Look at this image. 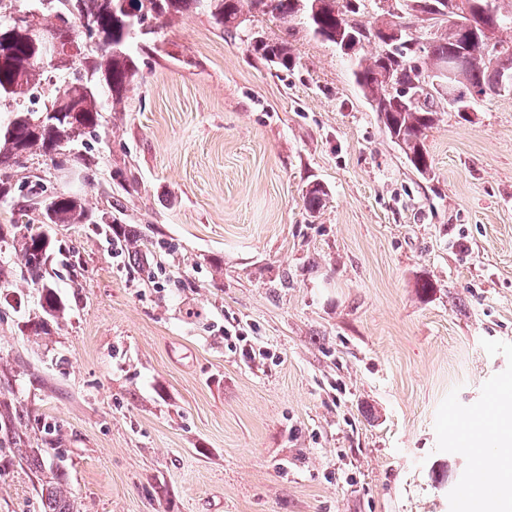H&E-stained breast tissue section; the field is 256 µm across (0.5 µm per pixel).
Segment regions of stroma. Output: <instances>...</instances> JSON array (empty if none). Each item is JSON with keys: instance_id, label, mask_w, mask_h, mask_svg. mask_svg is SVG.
Wrapping results in <instances>:
<instances>
[{"instance_id": "stroma-1", "label": "stroma", "mask_w": 512, "mask_h": 512, "mask_svg": "<svg viewBox=\"0 0 512 512\" xmlns=\"http://www.w3.org/2000/svg\"><path fill=\"white\" fill-rule=\"evenodd\" d=\"M247 45L173 18L132 41L142 77L91 166L27 161L153 247L132 279L91 225H52L46 336L22 333L38 290L0 288L25 440L0 447V512H43L50 428L77 512H470L512 389V92L442 109L425 179L333 45L297 34L288 73Z\"/></svg>"}]
</instances>
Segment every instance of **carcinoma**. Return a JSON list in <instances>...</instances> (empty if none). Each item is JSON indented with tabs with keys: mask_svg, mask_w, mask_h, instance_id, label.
Wrapping results in <instances>:
<instances>
[{
	"mask_svg": "<svg viewBox=\"0 0 512 512\" xmlns=\"http://www.w3.org/2000/svg\"><path fill=\"white\" fill-rule=\"evenodd\" d=\"M374 3L365 19L366 2ZM146 0L127 13L121 0H29L24 7L0 11V42L8 41L12 53L0 59V112L12 118L0 127V203L13 198L15 176L25 160L40 155L51 161L101 125L100 90L107 92L111 108L124 103L140 70L130 52L135 31L155 33L172 18L201 11L227 36L240 29L238 19L249 14L266 17L284 28V35L248 44L255 57L288 71L296 66L291 38L303 31L334 45L346 57L354 83L369 104L386 136L398 146L409 165L421 176L430 174L432 162L425 148L427 132L438 121L442 105L467 108L477 102L476 89L486 98L511 91L502 79L512 73V0ZM25 10L41 26L55 15L61 26L50 31L59 47L51 65L40 60V48L14 22ZM405 20L424 22L420 37L386 40L392 26ZM495 52H482L485 41ZM466 54L469 64L455 77L458 96L449 101L435 84L442 66ZM37 216L26 224H0V252L18 259V268L0 263V287L20 276L41 294L42 316L29 321L31 336L47 335L50 323L65 316L66 304L47 279L44 264H32L36 251L53 246L52 224H105L111 239L124 245L131 271L144 267L149 245L138 235L122 232L104 212L92 218L82 199L57 192L46 199L29 192ZM324 189L316 184L306 191V207L323 206ZM11 387L0 388V442L15 444L17 417ZM58 476L42 487L43 512H73Z\"/></svg>",
	"mask_w": 512,
	"mask_h": 512,
	"instance_id": "cac0c4a2",
	"label": "carcinoma"
}]
</instances>
